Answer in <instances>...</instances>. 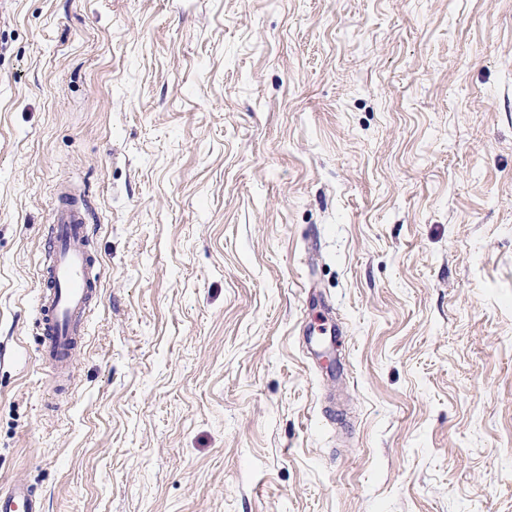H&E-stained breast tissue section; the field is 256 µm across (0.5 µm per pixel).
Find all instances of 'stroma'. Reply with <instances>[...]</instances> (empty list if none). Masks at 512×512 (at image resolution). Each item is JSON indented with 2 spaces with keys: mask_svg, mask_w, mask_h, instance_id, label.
<instances>
[{
  "mask_svg": "<svg viewBox=\"0 0 512 512\" xmlns=\"http://www.w3.org/2000/svg\"><path fill=\"white\" fill-rule=\"evenodd\" d=\"M62 182L100 267L51 407ZM9 480L43 512H512V0H0Z\"/></svg>",
  "mask_w": 512,
  "mask_h": 512,
  "instance_id": "1",
  "label": "stroma"
}]
</instances>
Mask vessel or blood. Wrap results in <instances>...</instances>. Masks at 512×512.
I'll use <instances>...</instances> for the list:
<instances>
[{
  "mask_svg": "<svg viewBox=\"0 0 512 512\" xmlns=\"http://www.w3.org/2000/svg\"><path fill=\"white\" fill-rule=\"evenodd\" d=\"M90 222L87 205L67 189H57L40 272L37 313L40 356L51 363L59 390L73 376V358L85 341L97 295L95 259L87 248ZM0 512H43V502L31 485L16 481L0 485Z\"/></svg>",
  "mask_w": 512,
  "mask_h": 512,
  "instance_id": "obj_1",
  "label": "vessel or blood"
}]
</instances>
